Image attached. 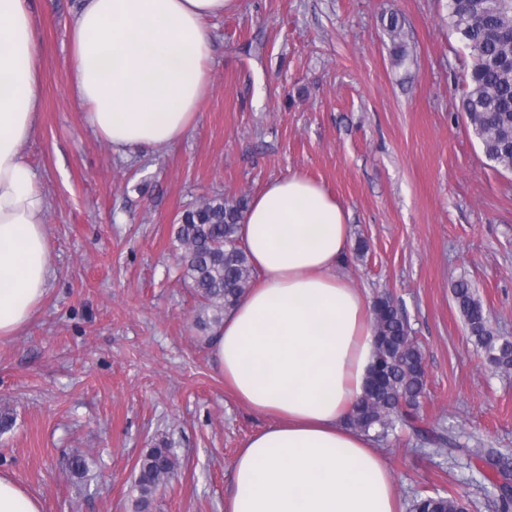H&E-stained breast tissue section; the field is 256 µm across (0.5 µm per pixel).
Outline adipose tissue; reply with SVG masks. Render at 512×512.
Listing matches in <instances>:
<instances>
[{
    "label": "adipose tissue",
    "instance_id": "1",
    "mask_svg": "<svg viewBox=\"0 0 512 512\" xmlns=\"http://www.w3.org/2000/svg\"><path fill=\"white\" fill-rule=\"evenodd\" d=\"M234 0H83L70 92L113 150L181 142L206 92L210 19ZM29 0H0V341L31 322L52 276L48 200L22 154L41 98ZM257 283L225 311L215 367L271 417L231 464L224 512H399L392 472L346 417L374 362L370 305L340 274L348 213L300 174L271 180L239 226Z\"/></svg>",
    "mask_w": 512,
    "mask_h": 512
}]
</instances>
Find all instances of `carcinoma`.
I'll return each instance as SVG.
<instances>
[{
    "instance_id": "obj_1",
    "label": "carcinoma",
    "mask_w": 512,
    "mask_h": 512,
    "mask_svg": "<svg viewBox=\"0 0 512 512\" xmlns=\"http://www.w3.org/2000/svg\"><path fill=\"white\" fill-rule=\"evenodd\" d=\"M448 16L470 57L462 112L486 159L512 171V0H448ZM247 207V198H212L189 208L178 219L176 240L184 249L183 277L200 302L196 324L206 329L223 321L250 288L253 269L237 244L236 233ZM458 310L471 339L494 367L512 368V343L492 329L482 302L464 280L453 288ZM375 358L365 392L355 404L349 424L375 441H385L398 427L417 440L448 454L456 464L480 460L497 473L485 487L497 512H512V465L494 448L477 451L460 443L456 431L435 427L421 415L426 373L419 347L409 340L405 317L389 295L372 306ZM177 464L167 444L147 450L138 461L136 488L141 512H148L158 490L159 477ZM410 512H466L461 499L440 494H420L411 499Z\"/></svg>"
}]
</instances>
